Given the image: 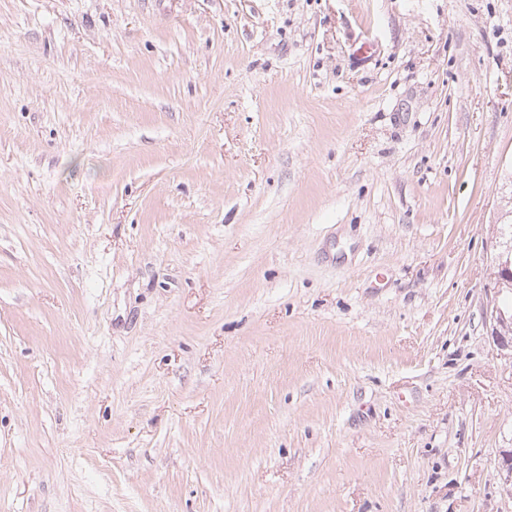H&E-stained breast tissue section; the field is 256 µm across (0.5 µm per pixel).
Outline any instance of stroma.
I'll list each match as a JSON object with an SVG mask.
<instances>
[{"label": "stroma", "instance_id": "stroma-1", "mask_svg": "<svg viewBox=\"0 0 512 512\" xmlns=\"http://www.w3.org/2000/svg\"><path fill=\"white\" fill-rule=\"evenodd\" d=\"M512 0H0V512H512ZM495 268V284L498 293L509 292L512 305V240L508 241L505 248L498 254ZM491 316L496 323L494 329V335L496 341L502 349L512 350V338L511 336H504V330L512 327V306H500L495 305L493 307Z\"/></svg>", "mask_w": 512, "mask_h": 512}]
</instances>
